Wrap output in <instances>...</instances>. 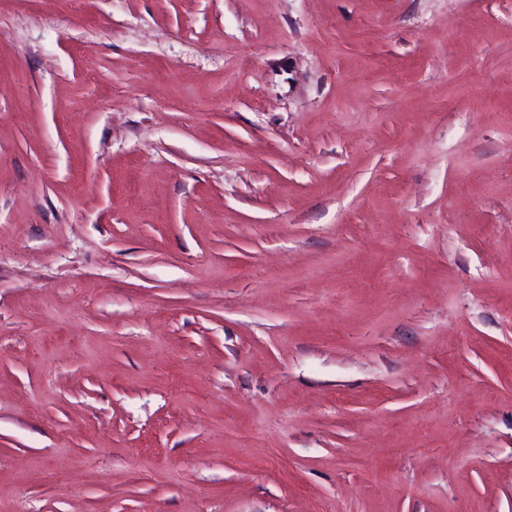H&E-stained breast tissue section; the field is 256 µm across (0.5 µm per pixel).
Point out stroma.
<instances>
[{
    "instance_id": "obj_1",
    "label": "stroma",
    "mask_w": 512,
    "mask_h": 512,
    "mask_svg": "<svg viewBox=\"0 0 512 512\" xmlns=\"http://www.w3.org/2000/svg\"><path fill=\"white\" fill-rule=\"evenodd\" d=\"M512 512V0H0V512Z\"/></svg>"
}]
</instances>
